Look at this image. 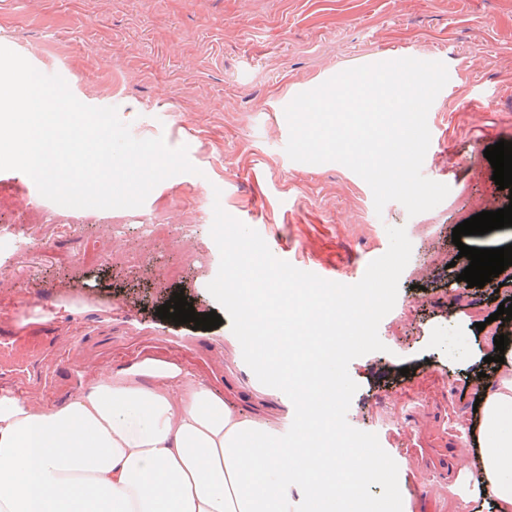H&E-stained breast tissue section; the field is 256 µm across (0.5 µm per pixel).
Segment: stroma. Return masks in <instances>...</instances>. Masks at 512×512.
Here are the masks:
<instances>
[{
	"instance_id": "obj_1",
	"label": "stroma",
	"mask_w": 512,
	"mask_h": 512,
	"mask_svg": "<svg viewBox=\"0 0 512 512\" xmlns=\"http://www.w3.org/2000/svg\"><path fill=\"white\" fill-rule=\"evenodd\" d=\"M0 45L60 75L82 103L117 108L135 138L187 146L196 168L160 182L136 210L165 211L169 240L150 251L142 224L121 229L123 250L183 265L182 278L166 287L105 261L75 273L70 264L97 241L98 224L66 233L38 224L33 245L0 248V265L14 273L0 292V322L21 335L53 326L58 364L70 374L43 390L46 401L61 404L75 393L80 362L118 368L156 345L191 352L206 382L285 434L294 406L283 392L261 384L241 359L215 373L208 368L216 350L239 345L230 320L202 331L156 314L177 291L198 312L219 310L206 287L220 262L210 235L214 204L257 230L273 255L287 253L304 271L331 270L343 284L358 282L366 260L387 251V227H402L412 255L395 306L379 324L386 349L350 362L358 389L347 422L376 434L396 461L406 512H420L425 497L440 512H494L487 498L451 502L448 487L412 462L409 449L430 431L436 408L471 414L475 378L493 372L485 358L505 296L492 282L457 286L463 267L452 230L480 207L512 204L484 156L487 146L512 142V0H0ZM400 56L443 62L449 75L429 110L435 138L422 172L450 192L413 217L394 201L376 211L371 188L346 166L295 162L285 152L284 109L298 93ZM52 293L64 304L42 315L34 301ZM478 306L491 318L481 331ZM76 330L90 336L80 349L69 343ZM399 388L424 398L380 412L376 398Z\"/></svg>"
}]
</instances>
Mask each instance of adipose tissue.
<instances>
[{
  "instance_id": "ef3b65f1",
  "label": "adipose tissue",
  "mask_w": 512,
  "mask_h": 512,
  "mask_svg": "<svg viewBox=\"0 0 512 512\" xmlns=\"http://www.w3.org/2000/svg\"><path fill=\"white\" fill-rule=\"evenodd\" d=\"M288 336L307 354L297 441L277 440L190 370L145 358L82 372L78 393L51 405L38 396L0 400V512H288L304 494L311 512L354 504L366 477L386 474L378 455L328 446L337 428L330 320L299 299ZM478 494L512 512V349L480 383Z\"/></svg>"
}]
</instances>
